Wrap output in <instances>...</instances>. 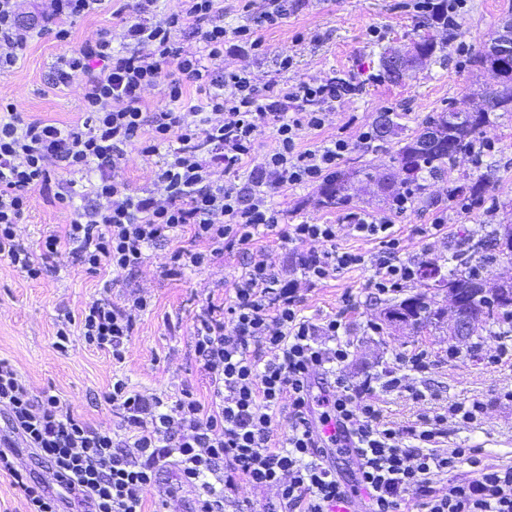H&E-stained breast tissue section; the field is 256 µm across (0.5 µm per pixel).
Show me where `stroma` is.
<instances>
[{
    "instance_id": "35a3bbf8",
    "label": "stroma",
    "mask_w": 512,
    "mask_h": 512,
    "mask_svg": "<svg viewBox=\"0 0 512 512\" xmlns=\"http://www.w3.org/2000/svg\"><path fill=\"white\" fill-rule=\"evenodd\" d=\"M410 2L290 0L286 18L258 30L267 46L265 56L228 54L220 68L248 72L259 87L271 80L292 86L335 75L362 84L361 94L330 111L322 130L300 128L298 140L302 147L313 148L335 137L346 138L350 150L340 170L350 172L368 165L376 174L402 180L404 174L392 157L425 117L462 98L468 99L471 107H480L485 93L494 87V79L474 66L473 58L497 30L512 0H465L456 17L458 37H449L444 28L435 31L443 46L444 61L428 60L410 70L402 81L393 83L380 74L382 58L406 50L423 32L424 17L411 8ZM113 27L111 11L106 8L77 20L70 43L56 42L48 34L36 38L18 68L0 76V100L17 103L31 118L62 124L78 122L81 114L76 92L52 88V64L58 56ZM374 28L379 30V37H371ZM286 55L293 57L294 66L283 71L278 62ZM383 112L399 115L397 128L370 142L361 141V132ZM483 137L496 145L484 165H477L472 153L457 154L444 173L426 176L423 193L413 199L406 214H393L388 201L364 193L355 196L354 211L394 224L404 240L402 260L448 269V257L463 248L467 237L494 225L512 224V112L491 114ZM475 182L481 183L487 206L461 214L452 191ZM321 197V184L291 186L275 196L273 204L283 211L289 224L338 223L341 212L324 207ZM439 216L447 224L444 235L434 241L421 237L418 226L432 223ZM69 221L66 208L36 192L16 233L36 252L46 231L60 229ZM159 254V249L147 250L138 268L111 280L113 301L136 294L150 298L153 304L151 311L137 317L120 364L79 339L64 354L53 346L57 325L66 317L79 315L88 303L100 297L102 276L87 272L68 254L59 259L56 271L37 281L0 263V358L14 365L33 393L53 389L75 415L100 430L116 432L121 426L116 412L100 399L116 374L146 394L170 397L189 385L202 400H209L210 386L194 355L193 324L210 295L221 291L232 296L233 283L241 271V255L228 251L206 267L166 278L160 273ZM371 274L368 267L346 270L302 292L301 312L314 319L336 313L345 290L357 295L356 308L346 316L352 347L343 369L345 377L359 382L366 375L393 367L398 353L428 349L434 366L421 383L434 394V407L441 409L464 398L485 405L478 423L449 422L448 447L474 445L481 448L484 465L512 464V402L499 398L500 392L512 389V367L494 369L484 358L487 350L500 343L512 345V333L502 337L498 332L486 331L474 343L449 335L444 327L419 332L404 325L385 324L381 312L387 302L372 295L368 286ZM370 322L382 324V333L367 332ZM452 349L464 350V357L449 359ZM173 477V472H166L148 492L146 512H190L195 493L187 489L172 491Z\"/></svg>"
}]
</instances>
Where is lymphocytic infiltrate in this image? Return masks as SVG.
I'll return each mask as SVG.
<instances>
[{"label": "lymphocytic infiltrate", "mask_w": 512, "mask_h": 512, "mask_svg": "<svg viewBox=\"0 0 512 512\" xmlns=\"http://www.w3.org/2000/svg\"><path fill=\"white\" fill-rule=\"evenodd\" d=\"M105 0H48L40 12L23 11L19 0H0V75L10 74L29 42L50 34L70 42L76 19L98 12ZM159 0H124L112 11L122 48L101 32L58 58L55 81L79 92L82 122L64 125L25 117L16 103L0 102V261L32 281L48 263L75 255L86 271L132 272L147 249L168 244L160 272L170 278L208 265L224 251L242 249L245 262L230 301L207 303L194 325V354L212 392L202 402L185 387L172 402L112 380L102 395L121 418L120 433L101 431L74 415L58 395H35L13 365L0 359V405L9 416L0 428V474L13 479L27 512H143L146 494L161 473L174 469L177 487L197 492L193 512H224L239 482L271 488L280 512H330L350 492L367 493L365 512H402L416 496L424 512H512V466L483 465L477 448H447L449 421L473 424L483 402L464 399L446 410L400 426L387 420L381 395L426 400L417 380L433 366L429 351L397 355L395 367L350 383L341 369L350 355L347 311L358 300L340 297L341 309L324 319L301 314L294 281L265 250L254 249L269 233L307 246L295 269L308 286L344 270L372 267L368 286L390 298L419 280L421 265L403 261V239L393 224L350 212L337 224H286L270 203L293 185L326 180L350 149L339 137L317 148L301 147L299 128L322 129L327 114L360 85L330 77L291 87L253 84L244 72L217 69L225 54L257 57L266 46L251 25H224L221 0H181L176 13L159 16ZM195 47H184L178 33ZM175 78L166 79V70ZM164 84L165 102L147 110L142 93ZM201 96L181 111L187 87ZM271 128L275 146L254 161L261 128ZM144 159L166 158L150 184L132 190L120 169L128 147ZM251 170L246 182L216 185L213 169ZM93 174L84 204H75L76 175ZM68 208L63 231L45 235L40 252L17 237L32 192ZM378 241L379 253L332 249L341 228ZM191 246H182V237ZM325 241L324 251L313 243ZM150 299L130 296L115 303L100 296L77 324L62 322L55 346L67 351L73 337L123 362L124 345ZM288 406L289 429L274 437L272 416ZM344 427L357 460L351 481L328 465L313 431L318 419ZM48 465L50 482L15 466L24 451ZM448 476L436 486L434 475Z\"/></svg>", "instance_id": "lymphocytic-infiltrate-1"}]
</instances>
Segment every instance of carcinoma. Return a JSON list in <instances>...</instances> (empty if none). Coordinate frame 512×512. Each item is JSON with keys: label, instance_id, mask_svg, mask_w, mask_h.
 Here are the masks:
<instances>
[{"label": "carcinoma", "instance_id": "1", "mask_svg": "<svg viewBox=\"0 0 512 512\" xmlns=\"http://www.w3.org/2000/svg\"><path fill=\"white\" fill-rule=\"evenodd\" d=\"M438 48L432 36L423 35L414 45L415 56L419 60L431 58ZM474 62L488 68L497 79V88L489 94L486 107L471 110L462 104H454L448 110L428 117L393 156V161L406 172V180L398 187L382 183L379 188L393 196L404 188L419 193L424 189L423 173H442L457 154L475 147L489 123V113L512 112V56H497L488 49L475 56ZM350 179L351 174L345 172L330 176L322 191L324 203L338 209L348 206L351 202L348 193ZM466 252L491 263L499 254L512 256V237L503 235L496 228L489 242L482 238H467ZM452 258L460 261L464 269H450L441 282L448 288L455 314L474 322L472 331H477L483 322L494 325L500 323L504 316L512 315V283H491L480 279L474 271L465 268L468 261L461 258V254L455 252ZM385 318L390 322L423 328L439 323L442 312L432 308L423 292L390 308L385 312Z\"/></svg>", "mask_w": 512, "mask_h": 512}]
</instances>
